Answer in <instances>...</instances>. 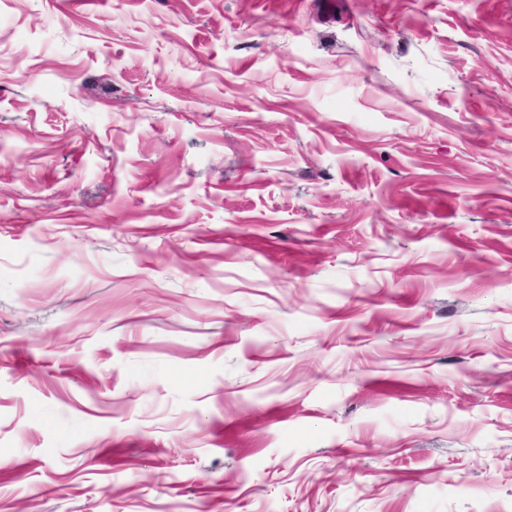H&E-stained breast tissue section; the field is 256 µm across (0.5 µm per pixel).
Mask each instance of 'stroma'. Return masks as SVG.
Listing matches in <instances>:
<instances>
[{"label": "stroma", "mask_w": 512, "mask_h": 512, "mask_svg": "<svg viewBox=\"0 0 512 512\" xmlns=\"http://www.w3.org/2000/svg\"><path fill=\"white\" fill-rule=\"evenodd\" d=\"M512 512V0H0V512Z\"/></svg>", "instance_id": "stroma-1"}]
</instances>
